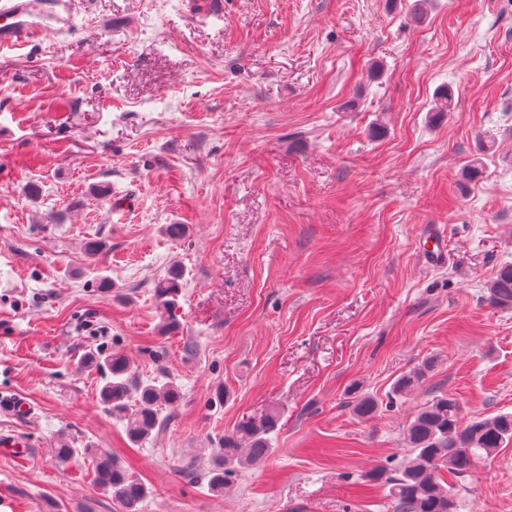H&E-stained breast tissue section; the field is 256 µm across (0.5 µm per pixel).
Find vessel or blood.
Segmentation results:
<instances>
[{
    "mask_svg": "<svg viewBox=\"0 0 512 512\" xmlns=\"http://www.w3.org/2000/svg\"><path fill=\"white\" fill-rule=\"evenodd\" d=\"M51 21L70 29L67 0H0V49L35 39Z\"/></svg>",
    "mask_w": 512,
    "mask_h": 512,
    "instance_id": "b4317fda",
    "label": "vessel or blood"
}]
</instances>
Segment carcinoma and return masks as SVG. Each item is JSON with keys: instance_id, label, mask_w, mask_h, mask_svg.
Here are the masks:
<instances>
[{"instance_id": "carcinoma-1", "label": "carcinoma", "mask_w": 512, "mask_h": 512, "mask_svg": "<svg viewBox=\"0 0 512 512\" xmlns=\"http://www.w3.org/2000/svg\"><path fill=\"white\" fill-rule=\"evenodd\" d=\"M182 277V269L173 267L155 285L164 331L175 327L173 296ZM487 289L492 302L511 306L512 264L502 265ZM85 362L95 363L110 373L111 380L100 389V400L112 409V415L125 422L127 437L134 445L148 439L159 426L161 406L180 399V390L171 381L135 380L123 354H92ZM429 370L430 363L426 362L402 375L395 382L393 393L401 396L420 386ZM132 394L135 404L131 407L128 399ZM377 410V400L369 395L353 401V411L362 419L375 417ZM276 424L277 413L270 412L243 421L224 435L223 447L214 449V461L207 472L209 489L222 493L236 470L269 459L274 453L270 434ZM403 441L405 453L394 468L371 470L363 478V485L388 487L396 512H458L460 504L444 474L465 477L479 453L489 455L512 443V414L475 417L465 424L459 402L449 394L436 395L407 424ZM95 483L112 491V500L121 512H138V505L149 493L143 482L122 470L109 454L97 456Z\"/></svg>"}]
</instances>
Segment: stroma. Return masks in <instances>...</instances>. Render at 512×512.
Returning <instances> with one entry per match:
<instances>
[{
    "label": "stroma",
    "instance_id": "35a3bbf8",
    "mask_svg": "<svg viewBox=\"0 0 512 512\" xmlns=\"http://www.w3.org/2000/svg\"><path fill=\"white\" fill-rule=\"evenodd\" d=\"M413 2L72 0V32L0 50V434L28 444L0 451V512H119L96 451L150 489L141 512H395L360 483L424 403L512 413V306L486 291L512 264V0L421 22ZM98 351L181 391L142 444L99 400ZM271 408L273 455L210 491L213 448ZM455 489L459 512H512V444ZM183 277V271L180 267H173L168 271L167 277L158 281L155 285V293L159 300L160 318L162 330L169 331L175 327L173 316V296L180 288L179 281ZM430 362H426L419 367L402 375L394 384L393 393L397 396H402L414 388L420 386L425 380L426 375L430 370Z\"/></svg>",
    "mask_w": 512,
    "mask_h": 512
}]
</instances>
